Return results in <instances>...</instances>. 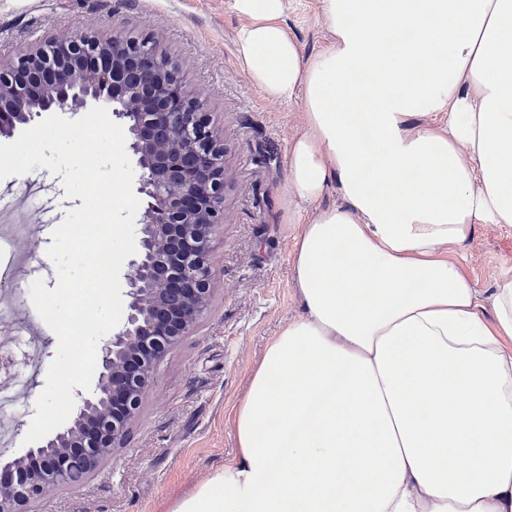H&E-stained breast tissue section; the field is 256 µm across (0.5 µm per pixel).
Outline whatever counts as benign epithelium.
<instances>
[{
	"mask_svg": "<svg viewBox=\"0 0 512 512\" xmlns=\"http://www.w3.org/2000/svg\"><path fill=\"white\" fill-rule=\"evenodd\" d=\"M103 106L126 127L143 213L124 274L126 311L98 345L94 388L71 423L0 468V512L72 483L71 459L96 467L123 442L159 363L210 300L209 242L224 214V139L153 38L87 30L0 61V138L47 112Z\"/></svg>",
	"mask_w": 512,
	"mask_h": 512,
	"instance_id": "obj_1",
	"label": "benign epithelium"
}]
</instances>
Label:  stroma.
I'll list each match as a JSON object with an SVG mask.
<instances>
[{
    "label": "stroma",
    "mask_w": 512,
    "mask_h": 512,
    "mask_svg": "<svg viewBox=\"0 0 512 512\" xmlns=\"http://www.w3.org/2000/svg\"><path fill=\"white\" fill-rule=\"evenodd\" d=\"M283 24L303 57L331 44L320 0H291ZM240 19L229 0H0V59L9 60L53 36L85 29L161 33L164 48L201 101L227 147L224 222L210 242L212 296L208 310L163 358L131 423V437L85 479L27 504L26 512H168L199 483L237 455L230 418L245 397L253 369L288 322L304 314L293 274L294 238L284 198L288 147L302 119L301 101L266 98L247 79L238 58ZM50 172L9 177L0 194V243L19 268L7 298L18 322L36 309L29 270L46 259L52 229H39L31 198ZM28 225L30 240L15 231ZM491 307L496 283L512 278V226L477 225L473 239L450 252ZM35 362L22 378L25 396L7 408L15 428L9 458L24 438L58 350V338L39 323L23 335Z\"/></svg>",
    "instance_id": "35a3bbf8"
}]
</instances>
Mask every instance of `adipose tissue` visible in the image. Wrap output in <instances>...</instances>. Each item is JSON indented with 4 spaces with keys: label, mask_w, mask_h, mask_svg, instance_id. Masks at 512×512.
I'll return each instance as SVG.
<instances>
[{
    "label": "adipose tissue",
    "mask_w": 512,
    "mask_h": 512,
    "mask_svg": "<svg viewBox=\"0 0 512 512\" xmlns=\"http://www.w3.org/2000/svg\"><path fill=\"white\" fill-rule=\"evenodd\" d=\"M321 4L334 43L305 58L289 0H230L250 83L303 105L286 209L305 314L250 377L235 461L170 512H512V279L486 319L447 257L512 225V0ZM425 112L447 128H409Z\"/></svg>",
    "instance_id": "adipose-tissue-1"
}]
</instances>
